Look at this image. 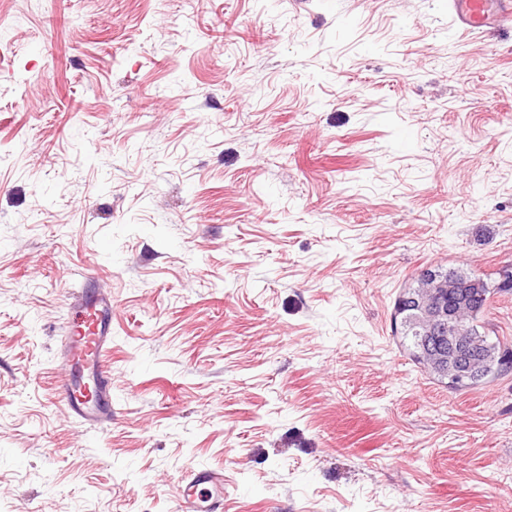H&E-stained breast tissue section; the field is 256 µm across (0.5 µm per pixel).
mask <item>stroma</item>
Returning a JSON list of instances; mask_svg holds the SVG:
<instances>
[{
    "instance_id": "obj_1",
    "label": "stroma",
    "mask_w": 512,
    "mask_h": 512,
    "mask_svg": "<svg viewBox=\"0 0 512 512\" xmlns=\"http://www.w3.org/2000/svg\"><path fill=\"white\" fill-rule=\"evenodd\" d=\"M512 270V23L448 0H0V512H512V373L394 303ZM112 294V422L58 394ZM448 14L462 29L484 30L512 20V1L448 0ZM437 286V288H435ZM496 288L476 272H465L456 269H425L415 278L413 284L400 293L396 307L395 320L401 328L400 342L405 351L416 364L435 381L447 385L454 390L471 389L487 384L512 370V348L502 346L499 341L491 342L483 329L488 301ZM412 296L434 299L453 300V316L446 302L418 304L420 317L425 322L440 327L446 326L444 335L459 336L468 344L479 349L478 355L473 348L458 346L462 354L470 361L460 363L448 353V340H445L444 351L435 355L426 344L428 336L419 325L417 309L407 306L405 299ZM465 371V372H464ZM179 512H222L224 476L201 469L193 472L179 492Z\"/></svg>"
}]
</instances>
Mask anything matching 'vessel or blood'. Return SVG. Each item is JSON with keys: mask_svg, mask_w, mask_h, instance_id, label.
I'll list each match as a JSON object with an SVG mask.
<instances>
[{"mask_svg": "<svg viewBox=\"0 0 512 512\" xmlns=\"http://www.w3.org/2000/svg\"><path fill=\"white\" fill-rule=\"evenodd\" d=\"M448 13L462 29L477 31L512 20V0H448ZM112 342V295L93 289L81 297L66 328L65 373L59 395L76 418L91 425L112 422L111 377L102 360ZM224 477L193 472L179 492L178 512H223Z\"/></svg>", "mask_w": 512, "mask_h": 512, "instance_id": "obj_1", "label": "vessel or blood"}]
</instances>
